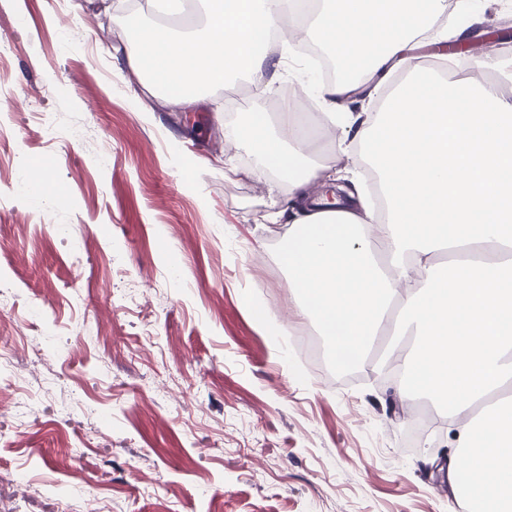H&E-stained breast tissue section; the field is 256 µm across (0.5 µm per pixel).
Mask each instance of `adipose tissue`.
Here are the masks:
<instances>
[{"mask_svg": "<svg viewBox=\"0 0 512 512\" xmlns=\"http://www.w3.org/2000/svg\"><path fill=\"white\" fill-rule=\"evenodd\" d=\"M202 27L156 24L132 43L127 63L167 105L194 109L204 88L230 76L277 72L268 41L288 16L330 52L335 79L316 87L333 105L366 87L373 112H342L338 154L371 173L383 200L360 191L322 205L307 185L337 156H317L297 113H250L225 128L277 174L301 217L280 253L305 321L326 336L337 364L365 359L390 336L400 398L423 391L448 403L458 446L448 481L467 512H512V402L487 398L512 382V60L471 58L439 72L413 63L414 40L445 0H199Z\"/></svg>", "mask_w": 512, "mask_h": 512, "instance_id": "obj_1", "label": "adipose tissue"}]
</instances>
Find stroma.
<instances>
[{"label": "stroma", "instance_id": "obj_1", "mask_svg": "<svg viewBox=\"0 0 512 512\" xmlns=\"http://www.w3.org/2000/svg\"><path fill=\"white\" fill-rule=\"evenodd\" d=\"M105 0H0V337L19 345L0 391V506L54 512L79 454L112 512H465L438 426L406 451L408 401L375 357L361 377L291 354L305 328L280 262L281 195L217 122L282 112L305 57L271 95L162 106L126 71L127 28ZM437 30L504 35L512 0H447ZM44 169L64 200L28 189ZM79 293L77 306L66 296ZM37 486L19 495L9 478Z\"/></svg>", "mask_w": 512, "mask_h": 512}]
</instances>
